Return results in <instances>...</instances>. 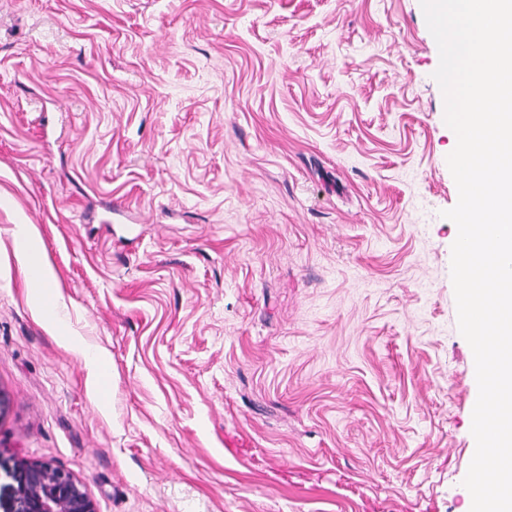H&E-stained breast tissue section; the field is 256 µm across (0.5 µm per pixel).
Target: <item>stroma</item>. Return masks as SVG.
<instances>
[{
    "label": "stroma",
    "instance_id": "obj_1",
    "mask_svg": "<svg viewBox=\"0 0 512 512\" xmlns=\"http://www.w3.org/2000/svg\"><path fill=\"white\" fill-rule=\"evenodd\" d=\"M438 64L419 0H0V512L24 463L96 512H470ZM35 237L34 225H16L14 239L17 259L25 273L31 295L41 308L44 322L62 340L69 341L72 336H68L67 324L57 304L56 281L43 256L31 246Z\"/></svg>",
    "mask_w": 512,
    "mask_h": 512
}]
</instances>
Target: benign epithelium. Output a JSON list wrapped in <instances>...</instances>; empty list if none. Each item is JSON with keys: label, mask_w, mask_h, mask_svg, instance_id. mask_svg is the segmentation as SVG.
I'll return each instance as SVG.
<instances>
[{"label": "benign epithelium", "mask_w": 512, "mask_h": 512, "mask_svg": "<svg viewBox=\"0 0 512 512\" xmlns=\"http://www.w3.org/2000/svg\"><path fill=\"white\" fill-rule=\"evenodd\" d=\"M18 512H96L82 483L48 463L25 464L16 477Z\"/></svg>", "instance_id": "7a95c632"}]
</instances>
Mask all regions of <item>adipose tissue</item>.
Returning a JSON list of instances; mask_svg holds the SVG:
<instances>
[{"label": "adipose tissue", "instance_id": "obj_1", "mask_svg": "<svg viewBox=\"0 0 512 512\" xmlns=\"http://www.w3.org/2000/svg\"><path fill=\"white\" fill-rule=\"evenodd\" d=\"M17 259L25 273L32 297L38 302L46 325L60 337H67L68 328L56 299V282L42 255L33 248L35 228L17 225L14 232Z\"/></svg>", "mask_w": 512, "mask_h": 512}]
</instances>
